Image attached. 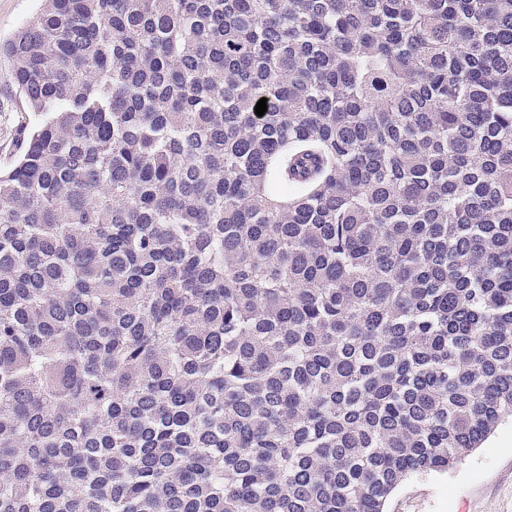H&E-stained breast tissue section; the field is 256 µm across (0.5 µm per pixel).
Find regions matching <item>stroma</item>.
I'll return each mask as SVG.
<instances>
[{
  "label": "stroma",
  "instance_id": "stroma-1",
  "mask_svg": "<svg viewBox=\"0 0 512 512\" xmlns=\"http://www.w3.org/2000/svg\"><path fill=\"white\" fill-rule=\"evenodd\" d=\"M16 93L9 63L0 60V166L19 148L18 133L34 121ZM386 512H512V423L503 422L478 447L445 471L408 476Z\"/></svg>",
  "mask_w": 512,
  "mask_h": 512
}]
</instances>
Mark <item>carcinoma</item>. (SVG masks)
I'll return each mask as SVG.
<instances>
[{
  "label": "carcinoma",
  "mask_w": 512,
  "mask_h": 512,
  "mask_svg": "<svg viewBox=\"0 0 512 512\" xmlns=\"http://www.w3.org/2000/svg\"><path fill=\"white\" fill-rule=\"evenodd\" d=\"M2 57L0 512H385L512 420V0H42ZM33 112H27L16 95L9 63L0 60V166L5 167L14 160L19 148V129L34 121Z\"/></svg>",
  "instance_id": "cac0c4a2"
}]
</instances>
